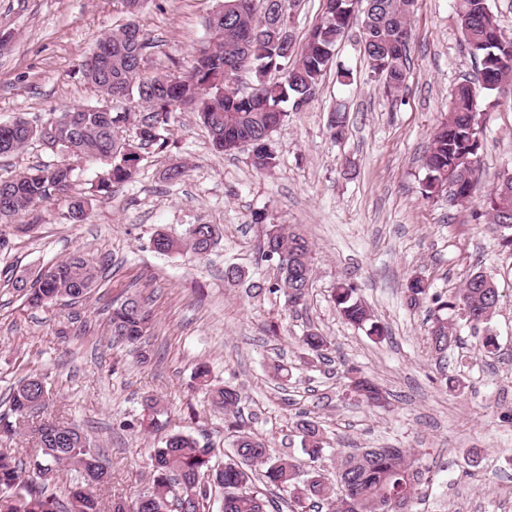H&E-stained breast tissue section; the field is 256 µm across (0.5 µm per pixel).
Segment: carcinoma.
Listing matches in <instances>:
<instances>
[{"instance_id": "cac0c4a2", "label": "carcinoma", "mask_w": 512, "mask_h": 512, "mask_svg": "<svg viewBox=\"0 0 512 512\" xmlns=\"http://www.w3.org/2000/svg\"><path fill=\"white\" fill-rule=\"evenodd\" d=\"M128 21L102 37L93 52L79 64L84 82L99 99L92 104L64 107L53 116L55 134L48 150L58 161L31 167L11 178L0 179V227L25 233L31 225L22 219L41 205L65 195L70 187L74 163L95 159L103 163L101 178L94 179L83 195L70 199L68 220L88 221L94 201L109 197L115 188L136 180L144 156L163 153L178 112L196 114L208 130L215 151L231 154L243 145L251 147V166L259 173L280 165L272 135L287 117L283 104L297 108L309 100L319 85L338 43L351 29L349 17H360L363 54L369 71L389 93H398L407 79L406 44L411 32V0H323V13L306 37L301 51L295 38L268 32V23L282 17L291 31V0H217L206 18V37L189 54L178 75L148 72L152 42L138 15L145 0H121ZM455 13L465 46L488 74L480 77L497 88L512 84V64L501 68L487 65L490 55L512 56V39L502 32L489 0H454ZM249 61L261 77L257 95L249 98L237 88L239 68ZM280 73V80L266 82L262 76ZM136 116V138L123 136V125ZM347 112L330 113L333 138L343 137ZM41 125L23 117L0 123V158L22 151L29 142L42 138ZM484 147L476 88L461 84L451 94L448 113L435 127L425 156V194H448L451 203H463L480 192L476 177L480 151ZM483 206L490 225L502 233V243L512 247V173L505 174L484 192ZM217 241L214 225H190L181 238L158 232L151 238L160 254L203 256ZM294 262L293 269L273 281L254 283L262 293L284 295L288 311L307 308L311 295L314 257L309 239L298 225L267 224L256 245L258 259L266 261V249ZM104 266L90 254H78L40 268L35 276L11 274L12 288L31 307L79 299L97 286ZM405 304L416 309L424 303L433 308L427 343L438 359L444 358L458 337L444 310H457L477 329L490 322L500 301L494 278L483 271L469 276L456 293L433 291L421 279L405 290ZM339 315L351 325L380 338L384 328L372 309L357 296L347 280L337 283L332 294ZM150 315L143 302L130 296L112 307L109 331L112 339L137 346L148 335ZM310 366L326 358L331 342L317 328L301 338ZM348 391L368 407H382L386 398L381 387L361 370H348ZM211 407L224 414L227 429L234 433L232 449L224 464H211L212 449L199 443L188 431L169 434L163 445L149 456L150 488L131 502L118 501V512H161L176 500L197 512L211 502L212 489L224 490L223 512H413L412 507L427 483L419 458L407 448H346L336 478L347 492L329 481L322 470L301 464L286 453H277L272 442L250 431L242 418L241 393L234 387L216 386L207 365L196 368ZM48 398L45 382L38 375L19 381L10 396L11 416L0 415V442L17 434V419L32 402ZM157 398L145 399L138 424L159 427ZM52 431H39L40 455L31 464L17 458L14 449L0 445V512H105L95 489L111 479L98 449L75 424L55 421ZM300 448L315 463L331 449L330 438L316 417L300 416L294 426ZM77 473L78 482L61 496L56 490L59 470ZM261 471L266 495L251 488L255 472Z\"/></svg>"}]
</instances>
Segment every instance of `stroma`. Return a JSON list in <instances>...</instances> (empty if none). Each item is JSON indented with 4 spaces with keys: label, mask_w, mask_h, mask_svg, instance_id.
<instances>
[{
    "label": "stroma",
    "mask_w": 512,
    "mask_h": 512,
    "mask_svg": "<svg viewBox=\"0 0 512 512\" xmlns=\"http://www.w3.org/2000/svg\"><path fill=\"white\" fill-rule=\"evenodd\" d=\"M214 0H147L140 21L153 42L149 66L179 72L205 36ZM128 19L120 0H0V28L12 42L0 51V122L45 121L68 105L96 101L78 74L81 60L106 33ZM410 70L398 97L387 96L354 41L338 45L313 98L289 110L274 134L279 167L256 172L248 150L215 152L207 130L181 113L167 152L141 163L136 182L96 203L84 224L67 219L71 197L86 192L100 162L77 164L67 196L42 206L38 224L0 251V414L21 379L43 375L51 392L45 418L64 415L99 448L112 472L104 502L133 497L149 486L147 458L169 433L188 429L214 450L219 465L232 437L193 379L209 365L215 383L243 394L251 429L276 450L301 457L293 425L299 412L320 416L333 437L359 447L415 448L431 479L415 512H512V251L483 217L480 199L456 206L424 195V158L452 89L475 80L478 65L464 50L453 0H417L409 42ZM353 73L337 78V66ZM349 117L334 140L328 117ZM485 128L480 176L489 187L512 169V87L478 98ZM183 164L181 180L164 169ZM303 225L314 244L313 297L306 314L286 310L279 294L252 296L248 283L272 277L255 245L263 226ZM199 222L215 225L217 243L201 258L153 251L159 231L183 236ZM79 251L106 256L107 277L78 301L33 308L16 296L1 272L31 273ZM245 272L237 284L226 265ZM498 282L501 300L489 329L499 349H479L463 319L459 345L448 355L449 391L428 350L427 308L408 309L404 289L415 277L455 292L475 270ZM352 281L386 334L375 342L338 315L330 294L338 279ZM150 309L149 363L113 342L108 316L131 295ZM318 327L332 342L327 367L301 362L299 336ZM292 371L287 389L269 376L272 363ZM362 368L386 391L370 408L347 395L345 370ZM161 402V426L141 433L131 424L145 396ZM196 420H189V412ZM478 459L470 461L467 450Z\"/></svg>",
    "instance_id": "1"
}]
</instances>
